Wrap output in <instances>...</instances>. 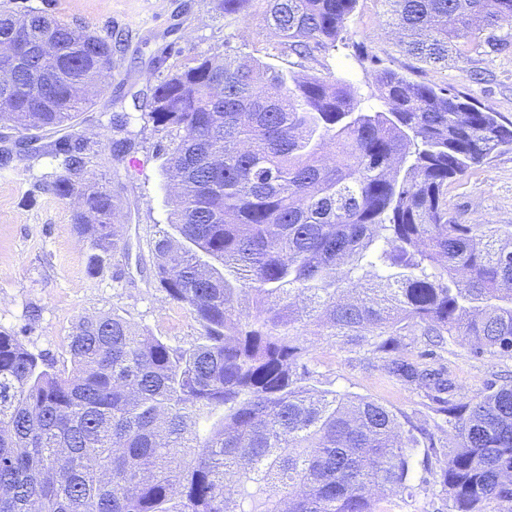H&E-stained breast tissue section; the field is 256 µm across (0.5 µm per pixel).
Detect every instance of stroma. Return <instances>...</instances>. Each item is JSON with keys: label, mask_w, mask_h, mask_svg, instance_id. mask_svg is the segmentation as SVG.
<instances>
[{"label": "stroma", "mask_w": 512, "mask_h": 512, "mask_svg": "<svg viewBox=\"0 0 512 512\" xmlns=\"http://www.w3.org/2000/svg\"><path fill=\"white\" fill-rule=\"evenodd\" d=\"M45 8L60 20L98 34L121 35L102 93L68 129L87 144V170L118 199L122 240L96 275L86 271L89 247L72 223L73 206L44 190L60 165L46 147L54 131L21 132L0 124V330L19 333L31 351L57 363L66 358L73 324L84 316L118 311L174 346L194 343L198 326L190 313L165 300L153 279V240L171 209L168 180L156 146L163 133L142 128L139 116L152 85L170 71L165 47L183 59L232 52L303 78L334 75L351 80L367 103H376L373 73L392 69L408 80L451 86L477 105L512 122V35L498 48L466 50L447 65L426 66L402 52L386 25L381 0H358L335 46L314 49L307 59L285 53L264 25L265 0H250L247 21L224 16L216 0H0V10ZM130 114L127 132L108 128L114 113ZM131 149L116 155L117 140ZM448 210L460 224L512 225V148L494 154L448 187ZM403 356L421 368L446 371L457 400L465 402L492 383L512 381V360L474 356L460 339L429 345L419 332L403 339ZM310 366L322 389L365 396L408 417L434 436L437 452L416 453L412 497L390 496L391 512H450L431 477L455 442L456 430L437 414L428 388L389 375L386 361L369 348L315 341Z\"/></svg>", "instance_id": "obj_1"}]
</instances>
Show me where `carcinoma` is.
Listing matches in <instances>:
<instances>
[{
  "label": "carcinoma",
  "mask_w": 512,
  "mask_h": 512,
  "mask_svg": "<svg viewBox=\"0 0 512 512\" xmlns=\"http://www.w3.org/2000/svg\"><path fill=\"white\" fill-rule=\"evenodd\" d=\"M249 0H219L227 17ZM419 62L459 40L499 41L512 0H383ZM357 0H267L271 35L299 57L334 44ZM51 34L11 81L60 74L33 100L0 84V123L67 128L101 91L112 37L46 10L0 12V42ZM379 110L352 83L298 80L226 54L172 67L143 126L167 132L165 171L186 191L158 227L154 279L200 327L182 348L112 311L69 334V364L0 330V512H385L419 444L410 421L368 397L311 383L310 337L389 356L421 329L476 355L512 358V225L448 218V184L512 146V124L465 94L375 71ZM86 145L55 143L97 274L121 240L117 197L87 173ZM457 441L434 484L452 512H512V382L463 403L437 398ZM408 429H403V425Z\"/></svg>",
  "instance_id": "1"
}]
</instances>
